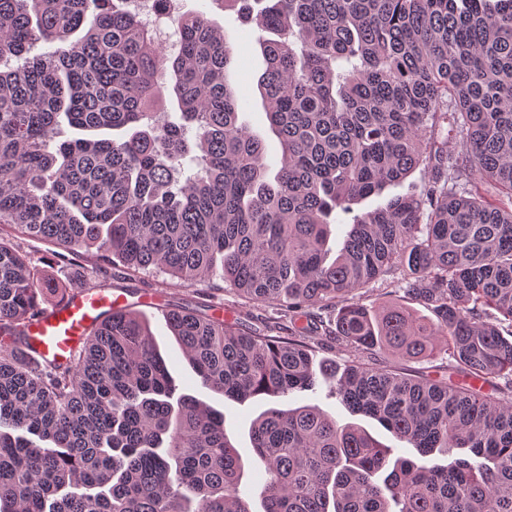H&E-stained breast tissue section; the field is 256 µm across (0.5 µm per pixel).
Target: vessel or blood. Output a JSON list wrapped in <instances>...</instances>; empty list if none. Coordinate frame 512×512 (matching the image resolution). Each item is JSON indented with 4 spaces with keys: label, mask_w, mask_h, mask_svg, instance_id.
Returning a JSON list of instances; mask_svg holds the SVG:
<instances>
[{
    "label": "vessel or blood",
    "mask_w": 512,
    "mask_h": 512,
    "mask_svg": "<svg viewBox=\"0 0 512 512\" xmlns=\"http://www.w3.org/2000/svg\"><path fill=\"white\" fill-rule=\"evenodd\" d=\"M120 305L119 299L93 289L81 291L69 301L51 307L28 323L34 352L68 362L85 330L104 312Z\"/></svg>",
    "instance_id": "b4317fda"
}]
</instances>
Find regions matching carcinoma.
<instances>
[{
    "mask_svg": "<svg viewBox=\"0 0 512 512\" xmlns=\"http://www.w3.org/2000/svg\"><path fill=\"white\" fill-rule=\"evenodd\" d=\"M211 2L272 34L258 90L274 178L205 13L177 20L171 57L129 0H0V224L284 307L286 336L166 320L211 391L290 397L329 375L331 394L418 454L316 404L270 407L249 432L262 512H512V0ZM40 43L56 48L32 54ZM169 99L176 122L159 111ZM64 120L124 135L58 144ZM418 168L420 188L354 215L331 256V216ZM391 273L388 300L364 305ZM84 289L0 237V512H253L224 414L177 393L138 312L107 315L68 363L22 352L25 318ZM315 307L335 310L325 335L351 354L339 376L314 363ZM377 351L446 354L450 376L356 360Z\"/></svg>",
    "mask_w": 512,
    "mask_h": 512,
    "instance_id": "1",
    "label": "carcinoma"
}]
</instances>
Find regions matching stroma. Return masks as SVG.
Segmentation results:
<instances>
[{
	"label": "stroma",
	"mask_w": 512,
	"mask_h": 512,
	"mask_svg": "<svg viewBox=\"0 0 512 512\" xmlns=\"http://www.w3.org/2000/svg\"><path fill=\"white\" fill-rule=\"evenodd\" d=\"M178 7L185 15L205 12L210 22L224 32L233 52L229 79L242 93V119L252 132L264 139L267 149L266 162L270 168H277L280 145L269 129L257 90V80L264 70V61L257 41L260 31L256 24L236 13L214 7L210 0H179ZM13 240L32 267L57 284H70L73 278L79 276L85 279L87 286L120 298L124 305L142 312L148 320L151 335L176 381L179 392L191 394L213 408L223 411L230 438L236 447L241 449L243 457L251 456L248 435L250 424L263 410L271 407V400L259 398L238 402L203 387L172 335L164 312L171 308H183L222 319H235L243 329L251 331L265 327L273 336H284L288 333V317L284 312L269 305L248 301L235 288L217 277L185 287L163 274L123 273L90 254L80 255L75 258L73 264L63 263L62 248L39 237L17 234ZM363 362L370 368L388 369L408 376L439 379L445 375L444 369L436 367L432 361L393 357L380 352L364 355ZM328 390V382H320L317 391L306 393L302 400L318 404L340 423H358L381 442L391 447L396 446V439L376 420L352 414L338 399L329 396Z\"/></svg>",
	"instance_id": "1"
}]
</instances>
